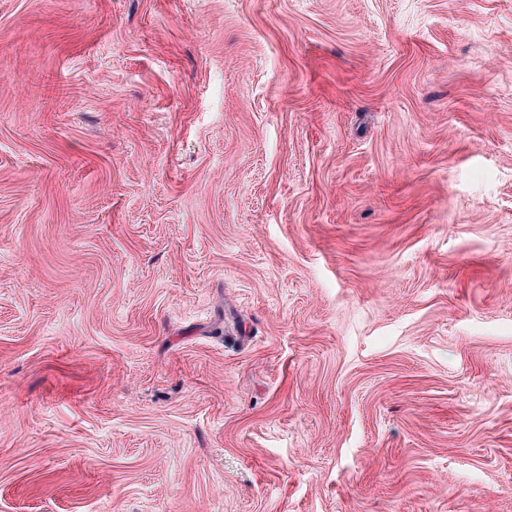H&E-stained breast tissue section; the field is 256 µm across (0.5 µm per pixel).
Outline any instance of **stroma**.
I'll use <instances>...</instances> for the list:
<instances>
[{"mask_svg":"<svg viewBox=\"0 0 512 512\" xmlns=\"http://www.w3.org/2000/svg\"><path fill=\"white\" fill-rule=\"evenodd\" d=\"M0 512H512V0H0Z\"/></svg>","mask_w":512,"mask_h":512,"instance_id":"1","label":"stroma"}]
</instances>
